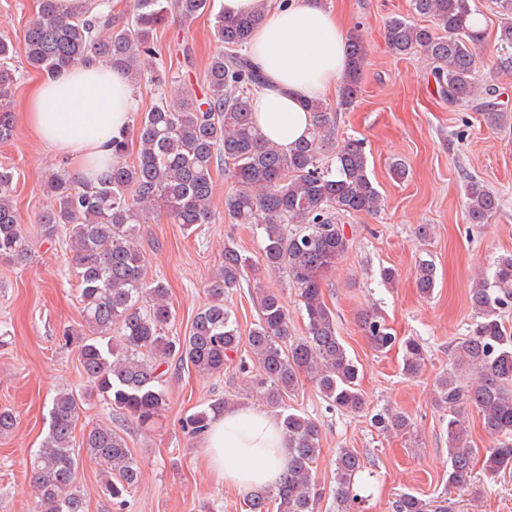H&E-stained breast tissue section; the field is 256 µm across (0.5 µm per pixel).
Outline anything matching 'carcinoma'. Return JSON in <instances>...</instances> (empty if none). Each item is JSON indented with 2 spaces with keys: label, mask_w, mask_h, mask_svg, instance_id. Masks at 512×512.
Returning a JSON list of instances; mask_svg holds the SVG:
<instances>
[{
  "label": "carcinoma",
  "mask_w": 512,
  "mask_h": 512,
  "mask_svg": "<svg viewBox=\"0 0 512 512\" xmlns=\"http://www.w3.org/2000/svg\"><path fill=\"white\" fill-rule=\"evenodd\" d=\"M503 21L497 42L501 54L492 68L512 74V0H495ZM411 10L434 20L436 29L403 16L391 18L385 38L398 56L422 55L439 93L461 110L481 113L493 129L512 127V110L500 93L480 84L475 55L483 41L473 24L470 0H410ZM210 8V0H132L117 15L107 0H73L70 14H57L56 0H38V10L21 40L28 65L48 76L83 62L90 53L128 73L133 83L148 79L169 86L168 94L132 126L137 160L124 157L129 137L112 142L116 161L88 177L66 170L46 177L49 204L39 214V235L50 239L63 230L75 253L83 323L63 333L73 346L85 387L63 389L51 398L48 434L31 462L34 512H87L79 469L87 459L106 477L109 500L121 501L141 479V469L124 437L108 426L85 430L82 447L73 444L82 407L94 398L122 416L147 426L166 405L165 372L172 359L202 373L221 375L238 352L236 318L224 303L229 288L239 286L249 258L224 247L222 266L210 287L211 301L194 316L188 335H166L171 321L168 288L145 277L138 248L141 226L157 211L173 224L192 227L213 218L214 173L234 180L236 190L225 208L237 224H254L263 244L266 270L286 274L297 290L306 320L305 335L289 333L288 309L280 295L261 290L258 322L250 329L248 356L238 372L267 405L286 408L298 377L305 373L332 408L357 411L364 398L359 370L341 342L336 315L326 304L327 274L347 254L350 239L341 218L374 213L382 199L368 174L363 142L342 144L335 138L332 113L351 108L359 98L366 49L358 33L348 36L347 66L332 104L313 100L308 135L287 151L263 140L252 119V95L261 75L239 51L263 21L262 9L238 16H215L213 36L219 49L206 70V90L186 91L162 69L143 70L141 59L155 56L153 34L169 16L192 22ZM14 46L0 41V141L14 135L9 90L16 82L9 65ZM12 178L0 171V259L25 266L34 241L19 223L11 197ZM500 198L469 188L466 212L471 224H486L498 213ZM436 268L418 264L416 285L429 296ZM474 313L469 333L452 345L453 365L435 385V401L448 405V486L462 488L472 470L476 449L467 441V418L476 410L495 444L486 449L485 469L496 475L512 470V329L502 313L512 310V254L498 256L470 288ZM359 322L377 351L401 345L402 371L419 373L426 351L414 338L399 341L381 316L364 310ZM474 378L462 381V370ZM229 406L224 398L209 410L183 419L185 432L205 434L211 417ZM289 461L281 481L247 496L249 512H314V464L320 453L319 422L305 413L285 411ZM383 433L412 435L413 423L402 411L384 408L373 417ZM364 469L360 453L342 448L336 457V504L351 512L357 495L354 479ZM432 505L412 493L399 495L394 512H430Z\"/></svg>",
  "instance_id": "cac0c4a2"
}]
</instances>
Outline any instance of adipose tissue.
Here are the masks:
<instances>
[{
    "label": "adipose tissue",
    "instance_id": "adipose-tissue-1",
    "mask_svg": "<svg viewBox=\"0 0 512 512\" xmlns=\"http://www.w3.org/2000/svg\"><path fill=\"white\" fill-rule=\"evenodd\" d=\"M224 15L263 8L247 55L265 83L252 98L263 138L289 149L304 138L312 115L305 101L327 97L347 65L345 29L321 0H216ZM139 102L129 76L98 58L40 81L27 104L28 120L55 152L82 160L94 174L112 164V139L131 124ZM210 469L225 486H274L288 463L280 420L251 407L212 419L204 438Z\"/></svg>",
    "mask_w": 512,
    "mask_h": 512
}]
</instances>
